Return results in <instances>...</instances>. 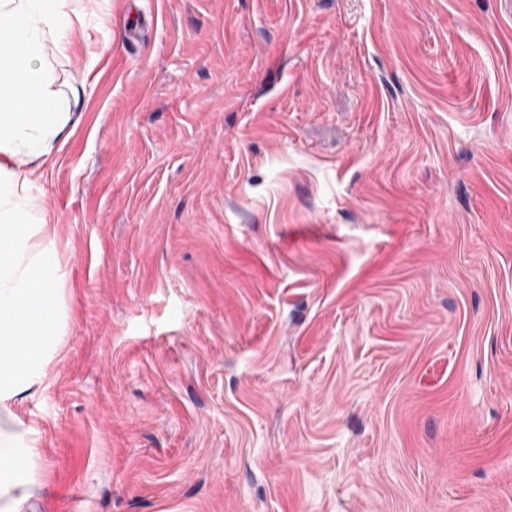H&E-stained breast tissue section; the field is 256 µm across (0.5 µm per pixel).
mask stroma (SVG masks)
Masks as SVG:
<instances>
[{
	"label": "stroma",
	"instance_id": "35a3bbf8",
	"mask_svg": "<svg viewBox=\"0 0 512 512\" xmlns=\"http://www.w3.org/2000/svg\"><path fill=\"white\" fill-rule=\"evenodd\" d=\"M68 5L28 512H512V0Z\"/></svg>",
	"mask_w": 512,
	"mask_h": 512
}]
</instances>
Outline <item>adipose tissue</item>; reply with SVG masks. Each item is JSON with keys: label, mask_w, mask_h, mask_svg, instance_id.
<instances>
[{"label": "adipose tissue", "mask_w": 512, "mask_h": 512, "mask_svg": "<svg viewBox=\"0 0 512 512\" xmlns=\"http://www.w3.org/2000/svg\"><path fill=\"white\" fill-rule=\"evenodd\" d=\"M83 25L67 0H0V512H24L46 490L39 433L16 405L43 384L66 325L56 248L39 239L13 165L46 157L68 131L77 101L53 90L45 48L67 54Z\"/></svg>", "instance_id": "adipose-tissue-1"}]
</instances>
